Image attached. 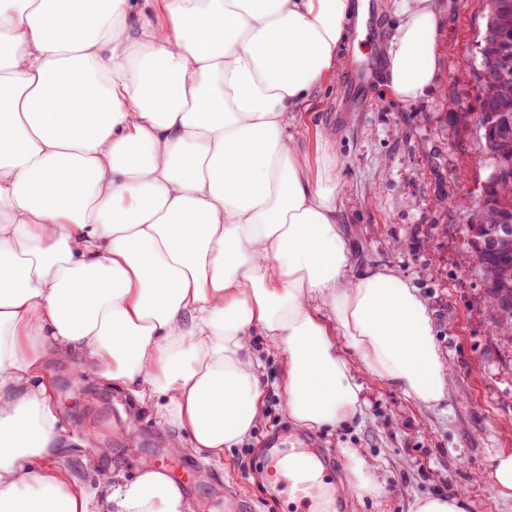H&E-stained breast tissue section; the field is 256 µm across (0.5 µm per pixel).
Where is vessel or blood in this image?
<instances>
[{
  "label": "vessel or blood",
  "instance_id": "1",
  "mask_svg": "<svg viewBox=\"0 0 512 512\" xmlns=\"http://www.w3.org/2000/svg\"><path fill=\"white\" fill-rule=\"evenodd\" d=\"M376 74L374 64L358 61L352 66L344 93L353 103L364 101L366 90ZM156 466L168 469L180 481L189 480L195 470L190 460L175 463L162 453H155ZM336 468L333 456L320 455L314 441L309 437L290 440L287 452L274 453L270 471L279 484L287 488L288 495L301 512H344L339 495L329 490L328 481Z\"/></svg>",
  "mask_w": 512,
  "mask_h": 512
}]
</instances>
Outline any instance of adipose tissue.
<instances>
[{
  "label": "adipose tissue",
  "mask_w": 512,
  "mask_h": 512,
  "mask_svg": "<svg viewBox=\"0 0 512 512\" xmlns=\"http://www.w3.org/2000/svg\"><path fill=\"white\" fill-rule=\"evenodd\" d=\"M390 90L437 79L435 0H399ZM350 0H0V512H196L167 473L89 490L46 359L166 398L161 423L223 458L256 428L255 343L284 357L308 430L361 411L358 371L426 404L452 368L427 303L348 273L334 164L296 114L340 64ZM347 498L382 485L344 449Z\"/></svg>",
  "instance_id": "obj_1"
}]
</instances>
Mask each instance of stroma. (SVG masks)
Here are the masks:
<instances>
[{
    "label": "stroma",
    "instance_id": "obj_1",
    "mask_svg": "<svg viewBox=\"0 0 512 512\" xmlns=\"http://www.w3.org/2000/svg\"><path fill=\"white\" fill-rule=\"evenodd\" d=\"M371 2L379 23L376 38L350 28L341 65L300 113L299 131L306 150L323 137L340 162L349 273L387 270L417 288L453 373L445 398L431 405L361 376V414L316 437L336 456L345 448L365 449L380 469L381 494L348 500L347 512H408L416 497L456 490L467 495L469 512H512V499L491 490L492 457L512 452V338L498 333L480 271L463 263L469 245L458 208L488 174L476 123L481 90L475 78L485 0H437L436 87L402 101L381 78L369 91L370 108L347 110L343 94L352 60L383 57L401 21L394 0ZM255 355L266 406L252 436L221 460L187 445L168 454L197 461L236 501L237 512H289L287 495L266 479L269 440L295 429L284 411L285 362L260 349ZM45 373L54 383L65 444L55 462L87 485L132 476L139 456L130 446L140 432H153L160 443L175 434L160 424L154 406H136L127 390L76 379L69 364L52 359Z\"/></svg>",
    "mask_w": 512,
    "mask_h": 512
}]
</instances>
